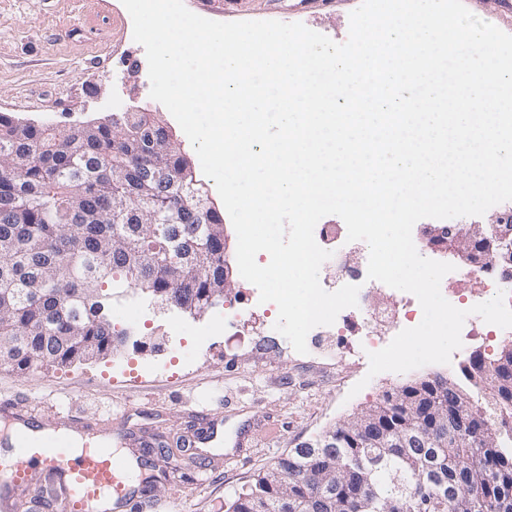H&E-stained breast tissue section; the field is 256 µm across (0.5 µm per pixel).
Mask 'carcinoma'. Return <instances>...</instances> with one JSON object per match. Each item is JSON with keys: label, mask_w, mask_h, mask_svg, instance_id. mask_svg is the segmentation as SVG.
<instances>
[{"label": "carcinoma", "mask_w": 512, "mask_h": 512, "mask_svg": "<svg viewBox=\"0 0 512 512\" xmlns=\"http://www.w3.org/2000/svg\"><path fill=\"white\" fill-rule=\"evenodd\" d=\"M157 125L150 112H117L80 128L20 130L0 113V351L11 353L14 368L65 366L118 351L112 337L124 332L112 325V298L121 288H146L145 298L156 303L179 295L207 310L209 291L224 287V214L216 208L171 224L178 189L146 193L147 166L134 143ZM157 160L176 174L186 156L173 146ZM114 169L125 171L124 209L117 211ZM140 207L157 212L160 223H133ZM434 378L436 402L463 409L460 420L447 421L450 435L465 428L459 447L397 449L367 466L359 496L314 485L288 512H512V340L493 359L468 358ZM388 413L398 419L397 432L417 433L420 421L399 404L381 406L380 414ZM370 439L337 451L345 458L383 452ZM310 452L293 448L276 464L291 472ZM267 477L259 471L231 512H250L252 500L269 492Z\"/></svg>", "instance_id": "obj_1"}]
</instances>
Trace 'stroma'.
I'll list each match as a JSON object with an SVG mask.
<instances>
[{"mask_svg":"<svg viewBox=\"0 0 512 512\" xmlns=\"http://www.w3.org/2000/svg\"><path fill=\"white\" fill-rule=\"evenodd\" d=\"M360 4L337 0L332 16L283 10L273 18L342 43ZM89 24L71 0H0V113L61 127L141 106L195 157L177 121L150 97L145 50L132 26L90 41ZM132 304L145 305L132 290L112 304L113 323L129 336L120 352L24 372L0 364V396L48 425L68 413L88 416L147 441L157 481L142 512H224L235 492L291 448L356 419L383 390L448 370L430 364L373 377L363 368L350 373L297 353L272 329L256 330L243 353L224 331L223 306L194 318L146 305V318L130 321ZM204 412L222 414L225 437L241 432L242 447H189Z\"/></svg>","mask_w":512,"mask_h":512,"instance_id":"1","label":"stroma"}]
</instances>
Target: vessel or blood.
<instances>
[{
    "label": "vessel or blood",
    "instance_id": "obj_1",
    "mask_svg": "<svg viewBox=\"0 0 512 512\" xmlns=\"http://www.w3.org/2000/svg\"><path fill=\"white\" fill-rule=\"evenodd\" d=\"M127 436L95 418L39 424L15 403L0 402V512L18 496L46 490L58 512H139L146 486L119 456Z\"/></svg>",
    "mask_w": 512,
    "mask_h": 512
}]
</instances>
